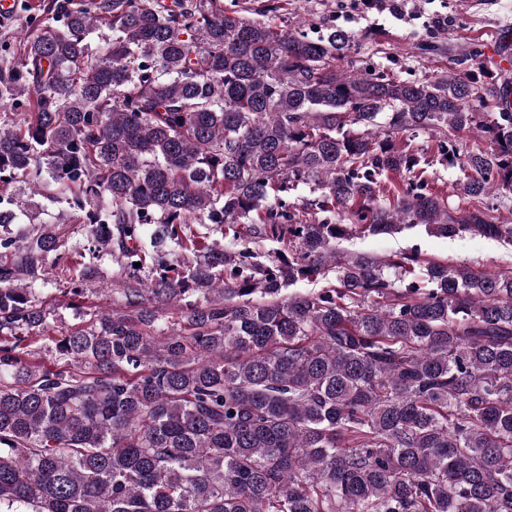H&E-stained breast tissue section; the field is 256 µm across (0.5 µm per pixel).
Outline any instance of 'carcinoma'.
Here are the masks:
<instances>
[{
    "instance_id": "obj_1",
    "label": "carcinoma",
    "mask_w": 512,
    "mask_h": 512,
    "mask_svg": "<svg viewBox=\"0 0 512 512\" xmlns=\"http://www.w3.org/2000/svg\"><path fill=\"white\" fill-rule=\"evenodd\" d=\"M44 12L53 24L0 65V182L66 186L135 310L94 315L41 365L34 283L64 244L0 195V227L28 219L0 238V512H512V269L340 249L415 227L512 247V224L449 215L395 142L433 135L467 203L511 195L506 95L479 70L344 72L348 33L221 0ZM474 129L488 148L457 144ZM391 176L408 186L384 203ZM301 185L315 197L288 205ZM267 240L288 252L254 250ZM331 271L337 285L284 297ZM69 272L79 297L95 265ZM162 304L184 325L154 336Z\"/></svg>"
}]
</instances>
